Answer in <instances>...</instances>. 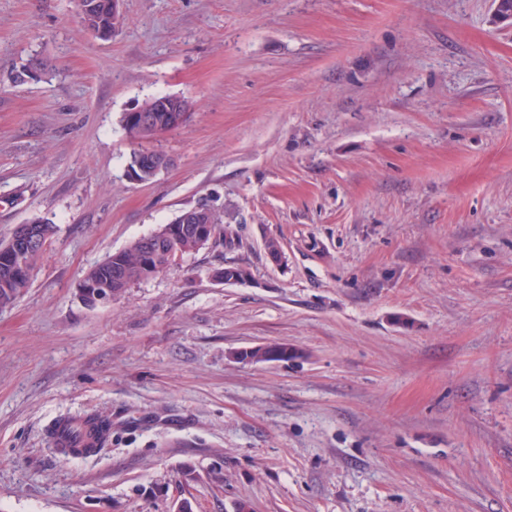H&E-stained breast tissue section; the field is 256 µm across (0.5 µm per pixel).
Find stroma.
I'll use <instances>...</instances> for the list:
<instances>
[{
	"instance_id": "35a3bbf8",
	"label": "stroma",
	"mask_w": 512,
	"mask_h": 512,
	"mask_svg": "<svg viewBox=\"0 0 512 512\" xmlns=\"http://www.w3.org/2000/svg\"><path fill=\"white\" fill-rule=\"evenodd\" d=\"M495 7L123 0L103 40L78 0H0V241L55 226L0 309V512H512ZM162 95L196 109L136 182L122 116ZM202 202L214 244L80 302L89 268ZM271 344L290 358L239 357ZM90 411L109 446L58 454L53 422Z\"/></svg>"
}]
</instances>
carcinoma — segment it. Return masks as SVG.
I'll list each match as a JSON object with an SVG mask.
<instances>
[{
	"instance_id": "1",
	"label": "carcinoma",
	"mask_w": 512,
	"mask_h": 512,
	"mask_svg": "<svg viewBox=\"0 0 512 512\" xmlns=\"http://www.w3.org/2000/svg\"><path fill=\"white\" fill-rule=\"evenodd\" d=\"M80 23L86 30H112V12L106 0H100L94 9L79 12ZM128 138L135 145L129 157V168L135 167L142 142L160 134L178 129L171 124L168 113L161 112L154 128H140L123 123ZM184 231L176 239L158 238L154 234L140 237L126 248L112 253L102 262L92 266L83 281L95 284L107 299L122 295L132 284L160 273L176 255H186L201 249L193 238V225H183ZM42 254L38 248L14 255L11 264L0 263V308L13 305L31 283L32 272ZM50 435L54 448L64 455L70 449L80 448L91 455L107 447L112 438V418L102 413H87L79 419L61 417L53 424Z\"/></svg>"
}]
</instances>
